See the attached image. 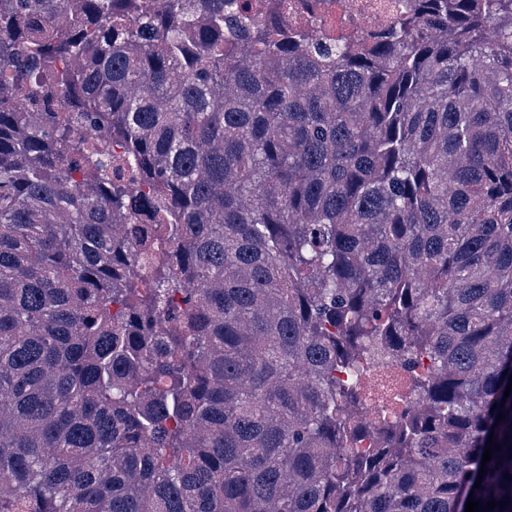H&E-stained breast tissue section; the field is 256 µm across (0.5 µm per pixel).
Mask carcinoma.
<instances>
[{
  "mask_svg": "<svg viewBox=\"0 0 512 512\" xmlns=\"http://www.w3.org/2000/svg\"><path fill=\"white\" fill-rule=\"evenodd\" d=\"M283 8L0 0V512H512V0ZM319 8H313L314 2ZM406 0H288L280 22L288 29L302 26L313 39L330 30L340 41L358 40L364 32L390 28Z\"/></svg>",
  "mask_w": 512,
  "mask_h": 512,
  "instance_id": "carcinoma-1",
  "label": "carcinoma"
}]
</instances>
